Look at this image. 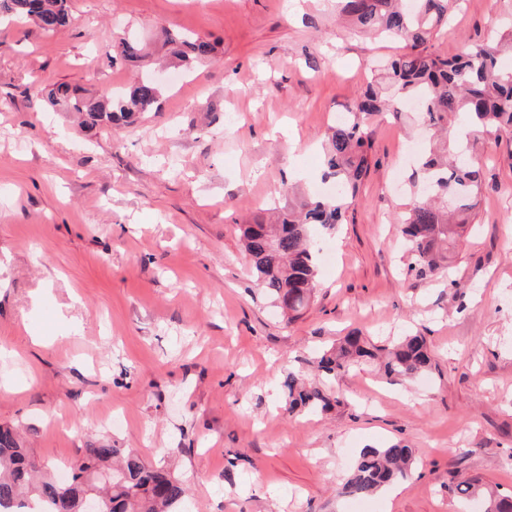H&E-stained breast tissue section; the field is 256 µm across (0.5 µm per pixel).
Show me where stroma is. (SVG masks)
I'll use <instances>...</instances> for the list:
<instances>
[{
    "label": "stroma",
    "instance_id": "35a3bbf8",
    "mask_svg": "<svg viewBox=\"0 0 512 512\" xmlns=\"http://www.w3.org/2000/svg\"><path fill=\"white\" fill-rule=\"evenodd\" d=\"M45 33L0 20V425L39 461L92 442L171 457L188 512H459L455 487L512 493V132L481 141L476 225L449 276L407 272L398 216L420 180L414 113L371 124L379 164L323 236L315 297L286 321L257 288L244 218L330 189L323 135L401 47L337 24L334 0H71ZM512 20L465 0L433 50L453 57ZM135 35V62L112 42ZM189 36L211 56L183 63ZM165 69L135 124L87 129L40 91L95 96ZM356 330L424 336L435 367L400 384L343 374L326 413H289L282 380ZM415 451L395 497L343 483L361 449ZM213 45L204 40H190L188 38L182 39L179 44L173 49V54L182 61H186L189 53L197 58L208 57L213 52Z\"/></svg>",
    "mask_w": 512,
    "mask_h": 512
}]
</instances>
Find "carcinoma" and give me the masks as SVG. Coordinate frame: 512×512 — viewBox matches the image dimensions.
Listing matches in <instances>:
<instances>
[{
  "label": "carcinoma",
  "instance_id": "obj_1",
  "mask_svg": "<svg viewBox=\"0 0 512 512\" xmlns=\"http://www.w3.org/2000/svg\"><path fill=\"white\" fill-rule=\"evenodd\" d=\"M344 13L360 33H374L403 44L382 76L369 83L348 119L326 132L325 178L336 185L329 196L302 200L278 211L268 224L259 216L240 225L243 249L257 285L270 304L292 320L300 315L318 287L320 252L316 229L333 231L344 223L357 202L360 184L371 169V132L367 120L384 112H399L404 101L420 103L423 124L439 141L420 154L422 191L404 212L401 232L411 253L409 271L426 279L448 267V252L467 224L476 223V198L482 190L480 161L472 153L479 140L512 130V67L502 57L512 52V39L489 36L453 58L431 51L430 42L448 26V12L461 0H340ZM32 21L46 33L71 22L69 0H0V14ZM213 45L185 38L173 54L185 61L192 54L208 57ZM127 61L141 57L140 43L123 38L112 44ZM51 104H67L92 129L133 123L153 109L159 87L143 79L127 91L97 96L77 95L59 83L47 90ZM381 358L380 369L391 382L411 381L431 372L433 359L421 336H400L376 346L349 334L324 353L319 370L334 379L351 365ZM288 412L331 407L318 386H308L290 372L283 382ZM414 449L401 442L384 448H364L348 475L343 493L365 497L408 479ZM60 479L49 467L20 447L16 431L0 427V509L17 512H87L94 500L97 512H183L187 486L164 465L150 464L127 448L92 443ZM463 502L482 499L483 512H512V496L465 482L456 486Z\"/></svg>",
  "mask_w": 512,
  "mask_h": 512
}]
</instances>
